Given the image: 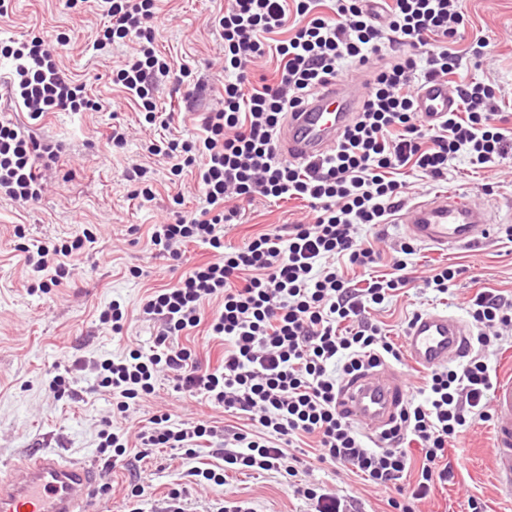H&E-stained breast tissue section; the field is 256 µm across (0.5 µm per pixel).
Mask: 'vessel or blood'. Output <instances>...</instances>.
<instances>
[{
  "instance_id": "b4317fda",
  "label": "vessel or blood",
  "mask_w": 512,
  "mask_h": 512,
  "mask_svg": "<svg viewBox=\"0 0 512 512\" xmlns=\"http://www.w3.org/2000/svg\"><path fill=\"white\" fill-rule=\"evenodd\" d=\"M366 93L364 83L328 87L290 114L279 134L283 156L304 162L332 150ZM418 110L425 118L445 115L457 106L446 83L435 81L419 93ZM409 239L440 251L486 240L496 220L488 205H474L462 196L439 193L402 207L393 218ZM471 328L445 312L420 315L406 330L404 343L412 362L432 368L460 359L470 348ZM407 397L406 386L383 366L346 379L339 400L368 434L390 424ZM490 453L499 489L512 498V378L500 381L492 395ZM100 478L96 469L51 452L32 453L20 473L0 474V512H94Z\"/></svg>"
}]
</instances>
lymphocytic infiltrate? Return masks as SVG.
Instances as JSON below:
<instances>
[{
	"label": "lymphocytic infiltrate",
	"mask_w": 512,
	"mask_h": 512,
	"mask_svg": "<svg viewBox=\"0 0 512 512\" xmlns=\"http://www.w3.org/2000/svg\"><path fill=\"white\" fill-rule=\"evenodd\" d=\"M105 22L93 50L137 40L136 53L113 72L139 104L147 123L168 129L153 81L170 75L154 48L155 0H100ZM231 0L218 19L224 40L221 108L199 115V136L159 137L149 147L172 163L173 174L197 170L206 203L200 214L177 215L156 225L151 241L160 254L180 262L188 245L207 246L212 259L195 265L177 283L149 293L141 311L158 322L149 347L129 349L97 365L98 385L117 399L115 412L130 429L105 421L97 453L104 467L122 463L130 445L143 451L183 450L194 484H224L228 473L296 476L295 448L313 440L322 463L341 465L364 482L391 489L389 512H415L436 484L453 475L448 450L477 419L489 418V393L497 383L485 351L512 347V302L482 291L471 301L477 332L469 359L459 367L429 371L397 421L373 444L337 405L346 377L379 364L399 363V348L369 316L407 288L405 261L392 276L371 268L377 253L362 227L385 223L408 195L397 171L411 167L435 181L448 177V161L466 151L474 168L488 169L512 152V127L488 109L491 86L460 84L453 76L463 59L481 58L474 40L456 49L463 16L457 0ZM300 16L289 26V14ZM0 55L13 62V86L31 119L50 112H83L92 103L83 84L63 72L44 40L0 36ZM279 61L273 78L253 82L262 58ZM367 75V93L334 149L304 164L279 155L277 138L292 112L326 86L346 77L345 64ZM448 84L459 108L436 122L417 110L419 83ZM51 145L22 132L0 115V191L25 203L38 201L41 163L57 162ZM306 202L310 221L273 228L232 250L224 228L241 223L239 203L254 196ZM90 232L70 244L29 251L26 263L39 290L59 284L65 259L92 242ZM361 268L363 282L347 279L342 264ZM222 307L205 318L204 301ZM224 341L216 366H204L179 339L200 325ZM175 392L247 420L225 436L215 421L177 422L170 414L133 420L130 409L156 391L159 378ZM422 454L413 467L410 447ZM208 448L213 460L197 464Z\"/></svg>",
	"instance_id": "1"
}]
</instances>
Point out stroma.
I'll return each mask as SVG.
<instances>
[{
	"label": "stroma",
	"mask_w": 512,
	"mask_h": 512,
	"mask_svg": "<svg viewBox=\"0 0 512 512\" xmlns=\"http://www.w3.org/2000/svg\"><path fill=\"white\" fill-rule=\"evenodd\" d=\"M228 0H156L159 31L156 48L174 66L189 67L197 88L175 110L172 135L190 137L199 131L198 113L219 108L224 87V41L214 19ZM466 20L465 39L480 36L487 43L484 58L460 70L459 81L492 86L497 112L512 118V0H459ZM105 17L97 0H79L70 8L65 0H10L0 28L21 36L39 35L53 49L66 73L77 76L101 107L96 111L52 112L30 119L21 99L4 81L12 70L0 62V113H10L20 127L34 130L59 150V161L43 174L38 203L23 206L0 194V469L18 468L27 454L50 449L90 465H98L96 448L103 418L111 416L113 400L97 388L96 364L118 357L126 347L149 346L154 327L140 313L143 298L154 288L172 286L179 272L154 249L150 237L155 225L172 219L173 206L189 215L200 213L204 199L194 173L173 175L166 159L149 155L156 138L153 127L142 123L138 106L112 84V71L136 47L117 43L110 50L91 49ZM71 41L63 45L60 35ZM126 131L123 148L108 140L113 124ZM147 166L151 199L133 195L128 169ZM410 199L435 193L468 195L474 204H500L506 222L495 227L487 242L472 248L438 252L415 244L407 271L422 280L429 268L444 264L458 276L447 293L415 287L406 289L372 314L395 344L403 342V323L413 311H445L470 321L469 301L489 290L512 299V154L492 170L473 168L465 153L448 164V179L435 182L421 173L409 176ZM490 192H483V185ZM308 210L298 200L256 198L245 207L243 223L227 227L224 243L238 247L275 226L304 221ZM90 229L95 241L68 257L69 277L46 292L31 289L32 276L23 246H59L75 233ZM141 268L134 278L129 268ZM129 313L123 339L98 322V313L112 300ZM63 369L74 397H58L48 387L50 372ZM168 412L178 421L213 417L229 430L243 420L215 411L173 391L159 380L156 394L135 407L132 416L145 420ZM491 424L474 421L459 447L449 449L454 476L436 486L417 503L418 512H468L469 496L486 505V512H512V501L500 497L491 480ZM188 463L180 451L163 449L127 464L102 469L101 481L121 500L133 477L147 489L144 512H159L169 488L184 483ZM298 480L347 496L351 512H385L388 489L368 486L353 473L316 461L301 468ZM288 477L237 472L225 484L190 486L182 502L185 512H216L225 497L251 501L257 512H311L312 506L294 496Z\"/></svg>",
	"instance_id": "stroma-1"
}]
</instances>
